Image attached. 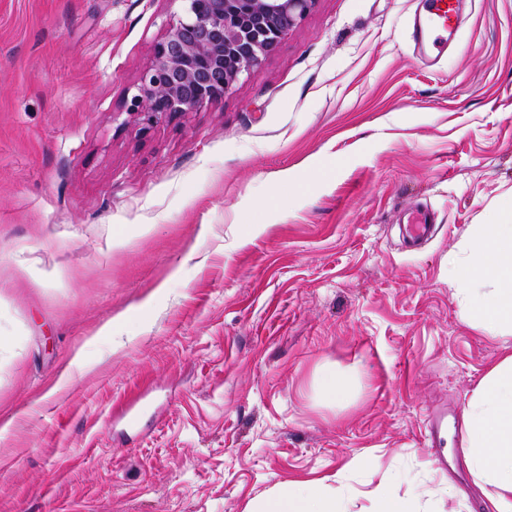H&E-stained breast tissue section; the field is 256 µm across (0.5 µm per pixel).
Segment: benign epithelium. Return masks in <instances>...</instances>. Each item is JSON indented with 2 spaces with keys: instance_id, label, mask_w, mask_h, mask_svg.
Returning a JSON list of instances; mask_svg holds the SVG:
<instances>
[{
  "instance_id": "obj_1",
  "label": "benign epithelium",
  "mask_w": 512,
  "mask_h": 512,
  "mask_svg": "<svg viewBox=\"0 0 512 512\" xmlns=\"http://www.w3.org/2000/svg\"><path fill=\"white\" fill-rule=\"evenodd\" d=\"M183 12L154 47L132 98L144 129L222 99L262 66L318 0H181Z\"/></svg>"
}]
</instances>
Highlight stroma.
Here are the masks:
<instances>
[{"instance_id": "stroma-1", "label": "stroma", "mask_w": 512, "mask_h": 512, "mask_svg": "<svg viewBox=\"0 0 512 512\" xmlns=\"http://www.w3.org/2000/svg\"><path fill=\"white\" fill-rule=\"evenodd\" d=\"M418 6L319 0L146 130L180 0H0V512H247L322 478L349 512L383 482L487 512L463 413L504 349L448 270L512 194V0H473L429 65ZM327 367L354 383L333 405ZM409 237L413 246H419L429 239L432 235L434 225L432 218L427 210L416 211L407 221Z\"/></svg>"}]
</instances>
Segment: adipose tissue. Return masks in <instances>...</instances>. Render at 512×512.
<instances>
[{"instance_id":"ef3b65f1","label":"adipose tissue","mask_w":512,"mask_h":512,"mask_svg":"<svg viewBox=\"0 0 512 512\" xmlns=\"http://www.w3.org/2000/svg\"><path fill=\"white\" fill-rule=\"evenodd\" d=\"M461 318L489 337L512 341V197L479 225L463 262L448 272ZM465 461L493 512H512V354L495 363L464 411ZM248 512H345L324 481L281 487Z\"/></svg>"}]
</instances>
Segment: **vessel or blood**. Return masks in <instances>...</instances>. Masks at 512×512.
<instances>
[{
	"mask_svg": "<svg viewBox=\"0 0 512 512\" xmlns=\"http://www.w3.org/2000/svg\"><path fill=\"white\" fill-rule=\"evenodd\" d=\"M464 0H421L413 21L411 39L418 55L425 59L440 56L453 38ZM412 245L418 246L431 236L434 226L428 211L414 212L407 223Z\"/></svg>",
	"mask_w": 512,
	"mask_h": 512,
	"instance_id": "vessel-or-blood-1",
	"label": "vessel or blood"
}]
</instances>
